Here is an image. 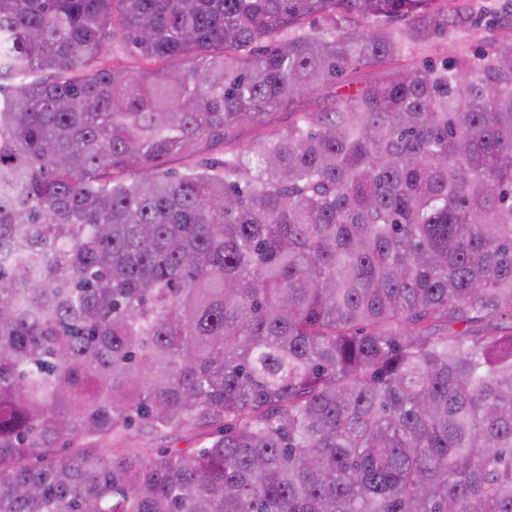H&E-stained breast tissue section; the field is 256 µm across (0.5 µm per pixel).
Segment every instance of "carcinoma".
Segmentation results:
<instances>
[{
    "label": "carcinoma",
    "instance_id": "carcinoma-1",
    "mask_svg": "<svg viewBox=\"0 0 512 512\" xmlns=\"http://www.w3.org/2000/svg\"><path fill=\"white\" fill-rule=\"evenodd\" d=\"M468 19L0 0V512H512V37L408 62ZM381 70L376 67H360L355 74L357 81H360L357 85L352 84L350 89L342 87V84H336L329 88L323 89L318 96L312 101L308 102L302 108H318L329 105L332 100L338 95L346 94L348 92L353 93L356 87L361 88L366 83L377 82L381 78ZM294 115L290 114L288 110H277L270 113L265 118V124L259 128L246 126L237 132L235 148L243 150L252 139L260 132L272 133L276 131L285 130L293 120Z\"/></svg>",
    "mask_w": 512,
    "mask_h": 512
}]
</instances>
